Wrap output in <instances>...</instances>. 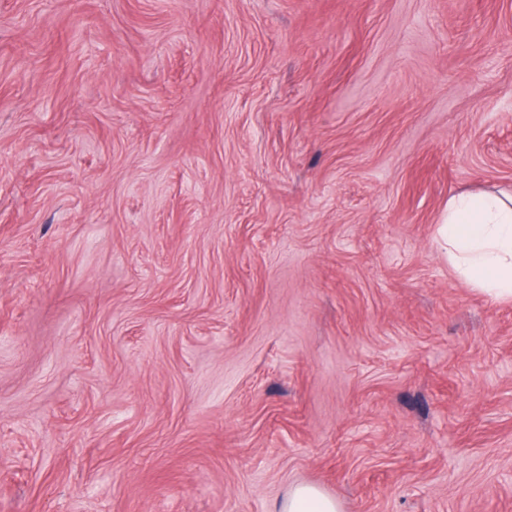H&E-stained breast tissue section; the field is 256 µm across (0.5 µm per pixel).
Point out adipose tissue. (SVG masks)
<instances>
[{"instance_id":"adipose-tissue-1","label":"adipose tissue","mask_w":512,"mask_h":512,"mask_svg":"<svg viewBox=\"0 0 512 512\" xmlns=\"http://www.w3.org/2000/svg\"><path fill=\"white\" fill-rule=\"evenodd\" d=\"M459 278L493 298H512V203L481 193L453 197L439 227Z\"/></svg>"}]
</instances>
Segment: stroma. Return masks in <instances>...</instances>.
Returning a JSON list of instances; mask_svg holds the SVG:
<instances>
[{
    "instance_id": "stroma-1",
    "label": "stroma",
    "mask_w": 512,
    "mask_h": 512,
    "mask_svg": "<svg viewBox=\"0 0 512 512\" xmlns=\"http://www.w3.org/2000/svg\"><path fill=\"white\" fill-rule=\"evenodd\" d=\"M512 0H0V512H512ZM508 201L481 193L453 197L439 227L459 278L492 298H512V205ZM336 501L314 485L295 487L274 512H338Z\"/></svg>"
}]
</instances>
